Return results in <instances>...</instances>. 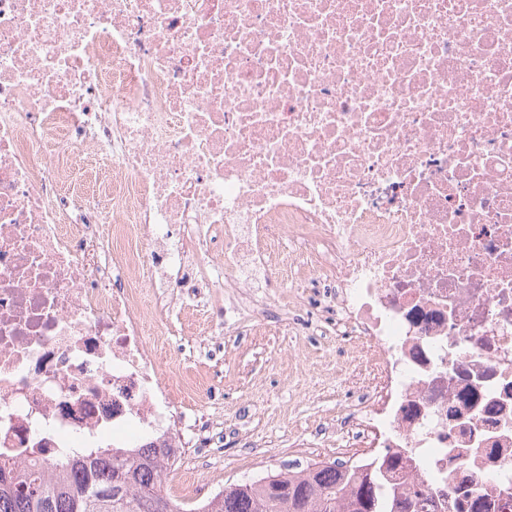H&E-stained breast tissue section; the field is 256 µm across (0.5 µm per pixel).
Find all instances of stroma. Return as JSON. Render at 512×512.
Wrapping results in <instances>:
<instances>
[{"label":"stroma","mask_w":512,"mask_h":512,"mask_svg":"<svg viewBox=\"0 0 512 512\" xmlns=\"http://www.w3.org/2000/svg\"><path fill=\"white\" fill-rule=\"evenodd\" d=\"M292 347L300 349L305 368L302 378L293 382L280 371V360ZM339 348L332 338L296 339L288 345L279 336H248L225 341L223 349L200 357H163L160 368L173 380L194 372L207 374L224 389L219 411L225 418H234L242 400H249L255 407L250 429L279 437L335 413L336 381L324 375L321 362ZM250 479L246 449L234 441L225 443L223 458L201 476L202 483L226 486Z\"/></svg>","instance_id":"stroma-1"}]
</instances>
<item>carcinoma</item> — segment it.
<instances>
[{"mask_svg": "<svg viewBox=\"0 0 512 512\" xmlns=\"http://www.w3.org/2000/svg\"><path fill=\"white\" fill-rule=\"evenodd\" d=\"M59 473L31 469L23 474L0 462V512H182L161 494L157 450L135 455L89 449L59 464ZM381 470L351 476L334 465L307 477L269 474L260 483L230 486L207 512H388Z\"/></svg>", "mask_w": 512, "mask_h": 512, "instance_id": "obj_1", "label": "carcinoma"}]
</instances>
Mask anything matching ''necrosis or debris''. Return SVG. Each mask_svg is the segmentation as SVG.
I'll list each match as a JSON object with an SVG mask.
<instances>
[{"instance_id":"obj_1","label":"necrosis or debris","mask_w":512,"mask_h":512,"mask_svg":"<svg viewBox=\"0 0 512 512\" xmlns=\"http://www.w3.org/2000/svg\"><path fill=\"white\" fill-rule=\"evenodd\" d=\"M338 336L336 459L512 512V0H0V461L230 427L205 336Z\"/></svg>"}]
</instances>
